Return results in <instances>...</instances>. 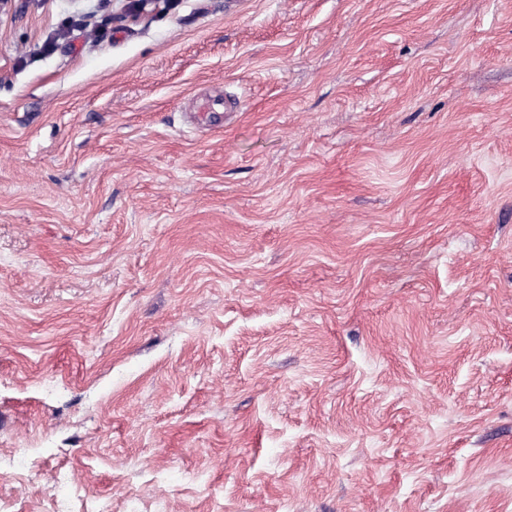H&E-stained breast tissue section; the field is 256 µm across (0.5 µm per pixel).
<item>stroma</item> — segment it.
Returning <instances> with one entry per match:
<instances>
[{"label":"stroma","mask_w":512,"mask_h":512,"mask_svg":"<svg viewBox=\"0 0 512 512\" xmlns=\"http://www.w3.org/2000/svg\"><path fill=\"white\" fill-rule=\"evenodd\" d=\"M98 498L512 512V0H0V512Z\"/></svg>","instance_id":"1"}]
</instances>
